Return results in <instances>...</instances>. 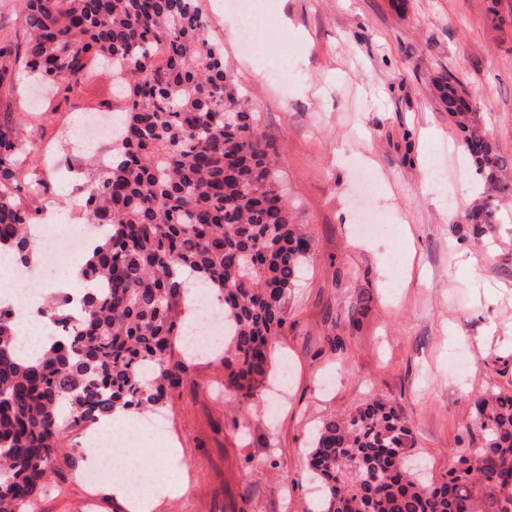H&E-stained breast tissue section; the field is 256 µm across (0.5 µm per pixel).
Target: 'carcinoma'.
I'll return each instance as SVG.
<instances>
[{"label":"carcinoma","mask_w":512,"mask_h":512,"mask_svg":"<svg viewBox=\"0 0 512 512\" xmlns=\"http://www.w3.org/2000/svg\"><path fill=\"white\" fill-rule=\"evenodd\" d=\"M27 37L0 46V85L24 63L64 99L95 62L112 68L119 144L93 169L85 223L105 229L78 277L94 284L73 318L63 294L40 308L68 326L34 359L16 352L15 310L0 305V512H32L50 488L65 440L121 407L160 408L180 387L186 282L224 308L226 384L256 396L286 320L312 239L283 196L273 142L257 126L208 38L198 0H23ZM436 90L458 118L479 168L496 147L472 123L476 98L445 73ZM9 118L0 121V246L28 268L24 202L43 186L39 166ZM473 424L483 443L442 481L407 464L411 423L376 398L322 420L304 468L320 480L321 512H512V395L484 390Z\"/></svg>","instance_id":"cac0c4a2"}]
</instances>
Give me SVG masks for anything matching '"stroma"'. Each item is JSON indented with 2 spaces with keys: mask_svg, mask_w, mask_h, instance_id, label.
Returning a JSON list of instances; mask_svg holds the SVG:
<instances>
[{
  "mask_svg": "<svg viewBox=\"0 0 512 512\" xmlns=\"http://www.w3.org/2000/svg\"><path fill=\"white\" fill-rule=\"evenodd\" d=\"M224 2L199 6L230 79L276 143L285 197L314 242L273 349L288 382L265 383L246 403L225 388L218 360L192 361L160 414L164 435L145 433L141 412L112 446L146 461L166 449L185 491L157 497L150 512H313L302 468L312 429L381 396L412 422L413 451L441 480L482 442L469 423L476 393L512 391V191L498 189L512 187V24L498 22L512 0H281L266 68L293 62L287 87L225 35ZM444 71L477 98L475 124L498 148L491 174L478 172L438 97ZM111 97L103 73L84 80L73 105L46 99L24 71L0 88V114H12L20 138L54 145L55 160L38 164L57 223L72 229L99 149L71 131ZM431 166L453 210L423 190ZM362 167L386 189L365 192ZM489 204L491 223H468ZM367 217L386 231H362ZM67 443L70 458L58 460L36 512H132L115 480L94 499L82 481L104 448L81 434Z\"/></svg>",
  "mask_w": 512,
  "mask_h": 512,
  "instance_id": "stroma-1",
  "label": "stroma"
}]
</instances>
